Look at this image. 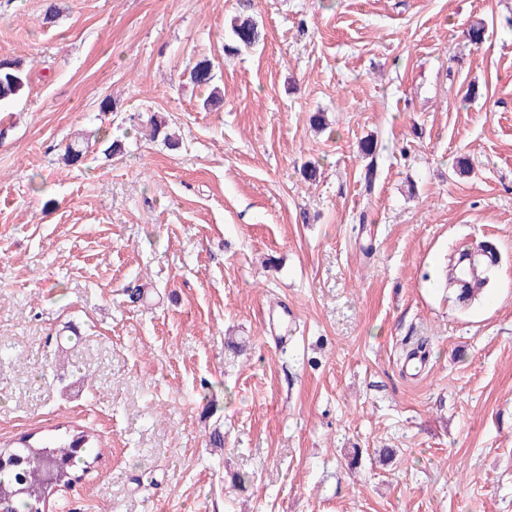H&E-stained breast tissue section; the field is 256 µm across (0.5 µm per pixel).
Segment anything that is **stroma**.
Here are the masks:
<instances>
[{"instance_id": "stroma-1", "label": "stroma", "mask_w": 512, "mask_h": 512, "mask_svg": "<svg viewBox=\"0 0 512 512\" xmlns=\"http://www.w3.org/2000/svg\"><path fill=\"white\" fill-rule=\"evenodd\" d=\"M0 56V440L97 439L44 512H512V0H0ZM234 40L248 47H253L261 41L258 25L251 17L234 19L232 25ZM27 82V73L20 60L0 58V104L17 98Z\"/></svg>"}]
</instances>
